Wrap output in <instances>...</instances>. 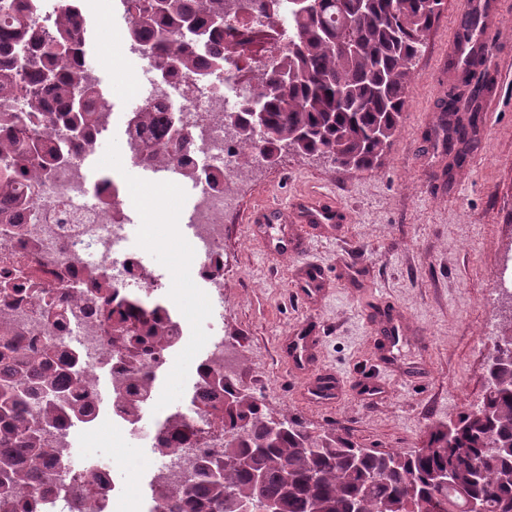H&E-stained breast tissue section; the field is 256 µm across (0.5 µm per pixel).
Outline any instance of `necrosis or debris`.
<instances>
[{"label": "necrosis or debris", "mask_w": 512, "mask_h": 512, "mask_svg": "<svg viewBox=\"0 0 512 512\" xmlns=\"http://www.w3.org/2000/svg\"><path fill=\"white\" fill-rule=\"evenodd\" d=\"M25 2L28 21L39 33L54 29L65 14L85 18L75 0ZM288 24V0H279L271 19L260 11L236 13L213 39L237 45V55L205 77L156 75L147 97L166 117L162 144L187 137L193 145L187 163H173L169 171L170 186L185 180L195 188L192 232L177 242L183 261L176 276L187 288L180 301L182 315H174L165 302L169 275L149 271L133 252L116 259L128 236L130 191L112 179L90 180L86 161L95 141L71 146L65 125H52L50 136L60 159L47 173L26 180L20 195L0 202V213L8 217L0 223V276L10 280L9 288L0 290V320L10 326L0 350L28 352L49 342L55 365L64 369L76 363L86 376L83 389L74 394L78 409L62 412L46 434L55 452L40 469L51 481L25 491L18 502L22 512H141V501L126 496L110 469L88 471L72 465L70 434L79 424L99 429L95 374L104 370L112 384V434L127 435L137 423L128 403L140 395L139 372H157L173 353L188 346V325L203 309L191 289L193 282L205 280L208 295H223L224 220L238 207L236 185L242 174L237 133L225 124L224 114L229 98L247 96L254 75L287 52ZM131 284L158 306L168 326L170 344L160 353L130 357L112 347L104 289L123 293ZM186 420L194 437L167 449L148 468L153 495L181 482L207 452L224 444L223 427L208 414L196 409Z\"/></svg>", "instance_id": "necrosis-or-debris-1"}]
</instances>
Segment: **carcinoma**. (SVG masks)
<instances>
[{
    "instance_id": "1",
    "label": "carcinoma",
    "mask_w": 512,
    "mask_h": 512,
    "mask_svg": "<svg viewBox=\"0 0 512 512\" xmlns=\"http://www.w3.org/2000/svg\"><path fill=\"white\" fill-rule=\"evenodd\" d=\"M22 0H0V98L21 96L27 111L47 113L44 91L62 105L59 118L74 141L86 140L98 118L89 107L90 89L83 76L86 42L77 39L71 18L64 17L52 33L26 56L12 54V45L28 37ZM305 9L288 0L292 20L288 53L255 77L252 93L238 111L226 115L238 130L243 162L255 150L263 160L279 159L282 151L319 155L345 169H371L398 130L412 62L424 48V34L433 26L443 0H307ZM277 10L276 0H132L131 36L151 44L157 70L172 78L193 77L203 65L224 63V49L210 61L200 48L224 26L231 7ZM354 39L359 50L344 44ZM482 61L467 55L458 64L460 79L472 87L471 99L486 89L480 81ZM440 122L450 142L464 156L472 147L475 116L452 91L442 99ZM138 125H159V113L147 105L132 113ZM31 134L27 146L17 137H0V156L12 163L0 168V197L16 192L17 179L36 174L60 158L48 134L16 117ZM190 144L155 157L161 166L188 152ZM132 309L112 317V343L131 352L144 342L156 351L167 347L166 330L154 312ZM503 365L491 372L480 403L460 414L453 428L432 426L426 449L419 453L360 448L336 428L312 434L294 419L273 417L262 398L205 369L202 382L224 388V399L205 389L193 403L224 425V448L198 464L183 485L168 488L162 512H185L195 499L209 512H238L237 503L263 497L278 512H465L464 496L483 512H512V325L492 353ZM82 373L49 370L47 361L18 365L0 352V512H12L15 501L41 477L36 463L54 454L43 432L69 403L67 386L77 387ZM163 448L188 438L190 426L175 413ZM452 474L441 490L436 476ZM260 472L264 483L253 481ZM288 473L289 483L282 475Z\"/></svg>"
}]
</instances>
